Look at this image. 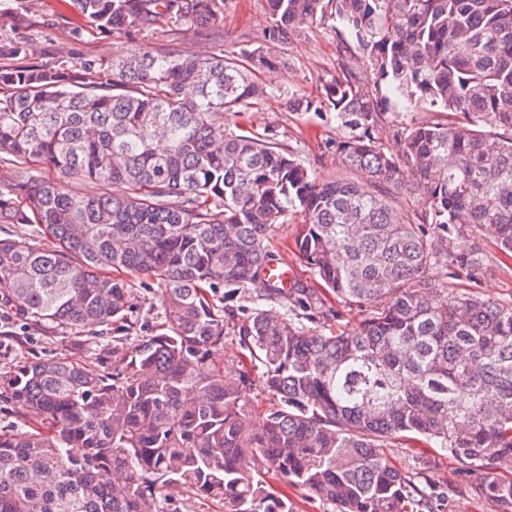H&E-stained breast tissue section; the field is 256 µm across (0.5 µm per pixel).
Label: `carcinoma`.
Here are the masks:
<instances>
[{"label": "carcinoma", "mask_w": 512, "mask_h": 512, "mask_svg": "<svg viewBox=\"0 0 512 512\" xmlns=\"http://www.w3.org/2000/svg\"><path fill=\"white\" fill-rule=\"evenodd\" d=\"M227 3L70 0L131 40L207 26ZM267 4L262 44L233 57L139 47L74 69L0 68V225L42 237H0V317L106 333L127 321L129 279L148 277L164 318L116 373L53 357L0 375V403L32 412L0 426V512H162L172 492L294 512L263 468L336 512H434L387 455L403 437L456 462L449 494L512 512V298L475 290L489 260L512 258V0ZM319 18L336 21L341 74L289 104L335 114L331 146L352 176L326 184L265 136L211 121L258 105L260 75L289 66L285 48ZM399 104L439 119L395 124ZM411 196L423 208L404 219L395 203ZM290 212L325 290L366 308L358 325L306 326L313 298L265 277ZM434 267L469 287L448 296ZM209 288L251 303L238 336L278 399L259 429L244 374L212 360L226 326Z\"/></svg>", "instance_id": "cac0c4a2"}]
</instances>
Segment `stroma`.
<instances>
[{
    "mask_svg": "<svg viewBox=\"0 0 512 512\" xmlns=\"http://www.w3.org/2000/svg\"><path fill=\"white\" fill-rule=\"evenodd\" d=\"M269 23L266 0H230L223 17L212 24L211 36H204L194 28L173 31L157 25L132 43L89 29L63 0H29L25 7L18 0H0V44L27 42L30 51L24 62L28 65L73 66L89 57L108 63L136 44L175 48L184 53L221 50L231 54L248 43L260 41ZM335 26L332 20L314 23L306 34L287 46L291 66L263 75L268 90L264 101L247 112L222 118L227 128L239 125L269 135L279 148L294 153L323 181L337 180L345 174L335 155L325 148L327 142L339 136L334 115L293 112L288 99L294 94L318 97L323 93L324 83L339 74L343 52ZM299 227V217L289 216L287 223L277 229L272 250L278 260L296 267L297 284L318 289L317 277L295 249L294 238ZM129 304L127 329L96 338L87 335L76 338L65 328L9 326L1 321L0 374L21 359L53 356L113 370L140 339L154 334L161 313L157 283L133 281ZM388 451L397 465L414 476L418 485L439 493L438 512H491L487 505L466 496L442 498V491L454 482L455 470L453 463L434 449L395 439L390 441Z\"/></svg>",
    "mask_w": 512,
    "mask_h": 512,
    "instance_id": "stroma-1",
    "label": "stroma"
}]
</instances>
